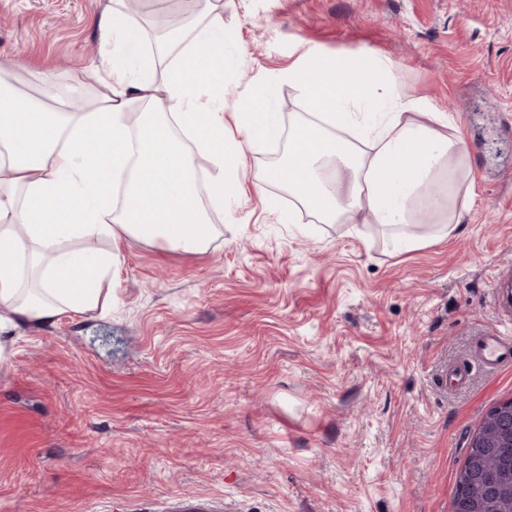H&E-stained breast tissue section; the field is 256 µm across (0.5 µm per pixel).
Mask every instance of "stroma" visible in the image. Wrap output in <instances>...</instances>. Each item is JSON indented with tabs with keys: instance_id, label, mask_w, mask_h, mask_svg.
Here are the masks:
<instances>
[{
	"instance_id": "1",
	"label": "stroma",
	"mask_w": 512,
	"mask_h": 512,
	"mask_svg": "<svg viewBox=\"0 0 512 512\" xmlns=\"http://www.w3.org/2000/svg\"><path fill=\"white\" fill-rule=\"evenodd\" d=\"M111 0H0V67L24 90L91 81ZM224 121L301 56L373 57L466 143L425 187L418 231L470 195L455 235L395 254L379 226L295 224L257 192L272 148L201 252L129 239L106 310L22 324L0 365V512H452L466 438L512 399L474 368L482 328L512 321V0H224ZM468 373L443 386L444 368Z\"/></svg>"
}]
</instances>
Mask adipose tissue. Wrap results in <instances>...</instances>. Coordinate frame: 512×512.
Wrapping results in <instances>:
<instances>
[{
  "label": "adipose tissue",
  "mask_w": 512,
  "mask_h": 512,
  "mask_svg": "<svg viewBox=\"0 0 512 512\" xmlns=\"http://www.w3.org/2000/svg\"><path fill=\"white\" fill-rule=\"evenodd\" d=\"M99 27L112 54L97 71L100 86L75 83L68 95L47 88L24 93L0 77V363L12 328L46 324L67 312L96 310L101 283L120 262L119 247L135 237L172 251L205 250L217 233L212 215L241 189L247 151L287 143V159L268 166L266 184L284 187L324 224H375L390 230L394 251L420 249L451 235L468 201L422 235L411 206L436 179L449 155H464L457 123L396 93L390 62L382 79L360 75L353 61L311 56L281 73L294 84L304 113L284 121L274 109V83L253 87L238 134L224 133V8L206 0L198 23L144 56L140 22L120 10ZM89 98L70 109L69 95ZM203 154L212 164L202 170ZM111 241V251L72 248L75 240Z\"/></svg>",
  "instance_id": "ef3b65f1"
}]
</instances>
